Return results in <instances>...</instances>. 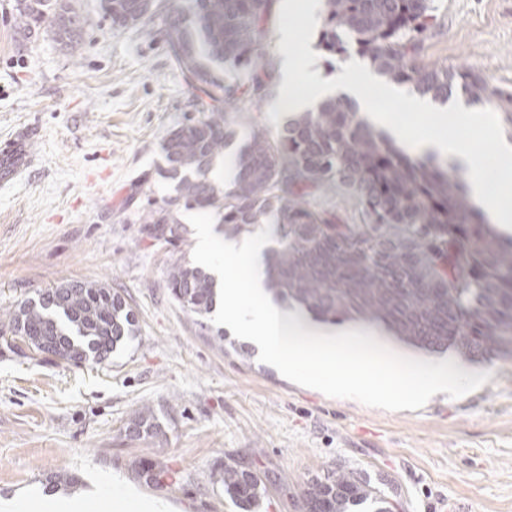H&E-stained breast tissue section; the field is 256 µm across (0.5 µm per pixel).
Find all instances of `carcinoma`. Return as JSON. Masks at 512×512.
Segmentation results:
<instances>
[{
	"label": "carcinoma",
	"instance_id": "obj_1",
	"mask_svg": "<svg viewBox=\"0 0 512 512\" xmlns=\"http://www.w3.org/2000/svg\"><path fill=\"white\" fill-rule=\"evenodd\" d=\"M274 0H102L112 25L154 21L201 112L172 130L162 144L174 195L138 216L144 230L176 246L183 241L180 211L216 215L227 238L273 220L275 242L264 251L265 286L273 299L296 304L315 318L384 327L398 341L466 359L512 355V237H502L470 201L461 176L435 159L414 158L371 126L345 97L288 122L276 135L253 128L234 153L229 186L216 165L240 133L228 111L252 99L269 77L263 45ZM320 45L345 60L370 61L387 82L421 97L446 100L457 89L472 100L512 112V94L446 64L415 62L416 35L433 20L432 0H323ZM51 17L66 47L84 26L68 0H20L15 19L27 36ZM240 73L226 80L215 69ZM335 186L360 206L350 224L311 199ZM166 288L200 329L231 347L224 328L208 320L218 300L214 276L182 259ZM127 298L104 284L63 280L0 312V335L12 350L28 349L59 361L103 364L136 335ZM133 437L162 432L153 410L142 408L126 426ZM224 492L244 512L263 493L250 470L226 466ZM303 512H354L367 505L391 512L390 501L356 471L316 476L301 492Z\"/></svg>",
	"mask_w": 512,
	"mask_h": 512
}]
</instances>
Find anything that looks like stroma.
<instances>
[{"label":"stroma","instance_id":"obj_1","mask_svg":"<svg viewBox=\"0 0 512 512\" xmlns=\"http://www.w3.org/2000/svg\"><path fill=\"white\" fill-rule=\"evenodd\" d=\"M85 19L76 48L48 26L14 27L19 0H0V142L31 134L33 166L0 183V311L64 279L125 293L138 332L112 360L74 366L0 345V504L42 512L50 476L71 474L89 495L99 476L134 485L170 512H240L225 466L250 467L265 492L252 512H300L299 491L339 470L369 476L395 512H512V357L488 386L441 393L423 408L387 411L331 398L248 355L220 349L165 286L172 247L148 239L133 211L173 193L162 143L195 117L193 91L163 37L117 29L101 0H71ZM417 60L489 78L512 93V0H434ZM280 11L266 26L263 97L231 113L237 129L278 133ZM148 191L136 194L138 184ZM162 432L127 436L139 408ZM161 475L139 477L141 466Z\"/></svg>","mask_w":512,"mask_h":512}]
</instances>
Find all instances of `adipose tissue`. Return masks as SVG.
<instances>
[{
	"instance_id": "obj_1",
	"label": "adipose tissue",
	"mask_w": 512,
	"mask_h": 512,
	"mask_svg": "<svg viewBox=\"0 0 512 512\" xmlns=\"http://www.w3.org/2000/svg\"><path fill=\"white\" fill-rule=\"evenodd\" d=\"M280 10L285 19L278 31L282 88L277 107L281 115L293 117L335 96H347L370 124L389 135L406 153H430L462 168L468 195L483 211L487 223L495 225L501 235H512V208L501 202L502 197L512 193V179L503 176L504 171H512V142L498 141L493 158L488 159L477 155L455 133L459 124L467 123L494 134L489 116L461 103L440 105L406 95L356 61L343 64L335 77H326L314 54L298 45L301 29H313L321 23V0H280ZM292 17L300 20V27L289 25ZM379 98L432 116L433 130L420 136L409 135L392 113L377 109L375 101Z\"/></svg>"
}]
</instances>
